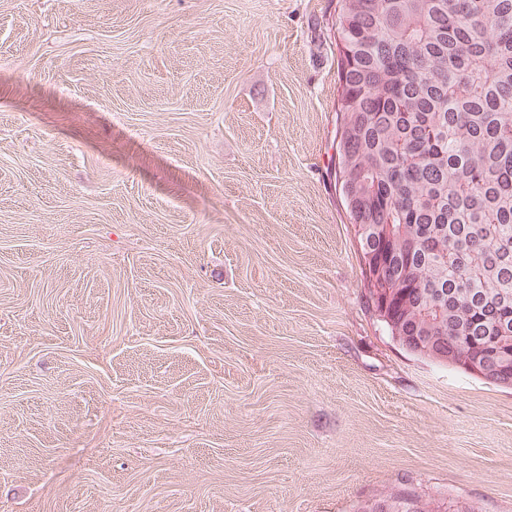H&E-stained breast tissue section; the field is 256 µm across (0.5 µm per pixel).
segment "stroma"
Returning <instances> with one entry per match:
<instances>
[{"label":"stroma","instance_id":"1","mask_svg":"<svg viewBox=\"0 0 512 512\" xmlns=\"http://www.w3.org/2000/svg\"><path fill=\"white\" fill-rule=\"evenodd\" d=\"M336 3L0 0V512H512V388L368 309Z\"/></svg>","mask_w":512,"mask_h":512}]
</instances>
